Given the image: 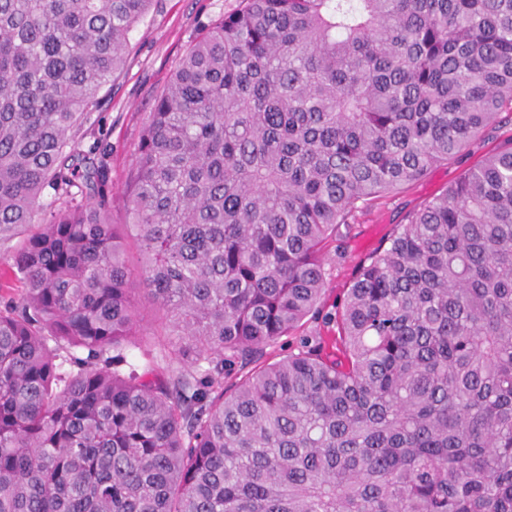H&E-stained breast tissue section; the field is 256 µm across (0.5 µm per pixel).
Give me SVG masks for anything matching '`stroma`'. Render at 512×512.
<instances>
[{"label": "stroma", "mask_w": 512, "mask_h": 512, "mask_svg": "<svg viewBox=\"0 0 512 512\" xmlns=\"http://www.w3.org/2000/svg\"><path fill=\"white\" fill-rule=\"evenodd\" d=\"M239 6L240 0H154L148 14L130 32L123 69L100 90L98 107L92 110L83 133L74 139L75 149L80 153L97 140L107 147L105 162L112 180L113 223L123 224L127 218L122 189L156 93L167 84L178 60L205 26ZM511 135V122L487 130L462 155L434 167L420 181L359 212L347 237L345 258L326 267L325 305L333 306L337 296L349 286L354 266L387 241L409 211L439 194L462 171L479 166L503 138ZM135 299L138 334L127 346L128 360L141 362L142 351L148 348L163 366L179 367L191 362V351L178 350L160 335L157 305L140 292Z\"/></svg>", "instance_id": "1"}]
</instances>
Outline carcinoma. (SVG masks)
<instances>
[{
    "instance_id": "carcinoma-1",
    "label": "carcinoma",
    "mask_w": 512,
    "mask_h": 512,
    "mask_svg": "<svg viewBox=\"0 0 512 512\" xmlns=\"http://www.w3.org/2000/svg\"><path fill=\"white\" fill-rule=\"evenodd\" d=\"M152 3L0 0V233L39 225L0 512H512V136L320 307L339 226L512 111V0H241L156 94L120 231L72 142ZM137 290L191 366L123 371ZM307 318L334 336L261 362Z\"/></svg>"
}]
</instances>
